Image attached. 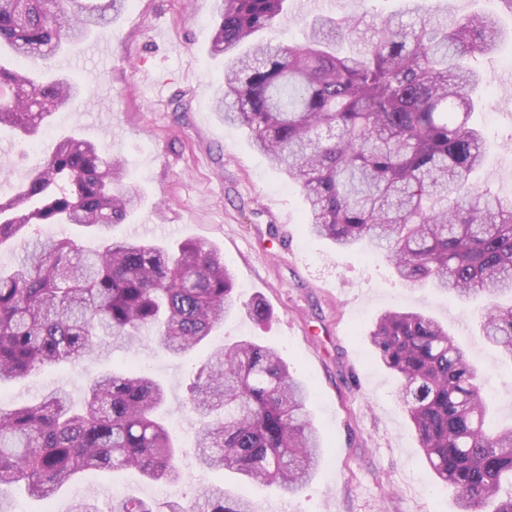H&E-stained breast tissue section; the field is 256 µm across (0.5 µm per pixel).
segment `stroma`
Segmentation results:
<instances>
[{
  "label": "stroma",
  "mask_w": 512,
  "mask_h": 512,
  "mask_svg": "<svg viewBox=\"0 0 512 512\" xmlns=\"http://www.w3.org/2000/svg\"><path fill=\"white\" fill-rule=\"evenodd\" d=\"M433 4L459 15L497 13L510 33L495 53L475 62L486 107L473 121L489 144L475 181L512 191V12L498 0ZM214 6L215 0H129L119 19L94 33L107 41L108 58H91L78 45L58 59L89 90L81 111L59 113L32 147L16 146L9 130L0 131V168L23 169L74 132L96 142L122 160L124 182L139 194L137 209L113 225V239L210 243L234 271L241 299H263L271 317L263 324L241 313L227 318L208 346L183 357L163 352L144 334L100 359L46 367L0 385L5 408L39 403L57 388L79 404L93 373L149 375L167 389L166 409L178 421L184 450L182 478L171 487L143 482L130 470H105L66 485L49 502L6 487L0 505L6 512L17 503L24 512H67L80 498L106 507L119 492L148 501L154 512H170L169 497L190 508L202 487L220 485L259 512H456L447 486L427 469L398 381L376 360L368 334L393 309L421 311L447 325L482 373L495 421L505 425L512 423V361L481 336L480 303L404 283L382 255L339 249L308 232L299 187L253 149L244 131L225 126L214 113L224 77L223 59L209 54ZM401 6L402 0H288L285 13L261 37L300 44L316 14L383 18ZM243 337L278 350L312 391L308 407L324 460L291 497L220 471L199 472L191 453L189 387L211 349Z\"/></svg>",
  "instance_id": "1"
}]
</instances>
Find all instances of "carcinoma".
<instances>
[{
    "label": "carcinoma",
    "instance_id": "1",
    "mask_svg": "<svg viewBox=\"0 0 512 512\" xmlns=\"http://www.w3.org/2000/svg\"><path fill=\"white\" fill-rule=\"evenodd\" d=\"M128 0H0V128L35 140L59 112L78 111L86 87L51 62L119 14ZM287 0H216L210 54L224 57L217 114L301 188L310 231L350 249L370 245L411 284H432L467 303L484 299L486 342L512 359V195L470 181L487 141L470 123L481 73L474 61L503 37L489 14L451 17L405 0L375 17L312 19L305 41L248 45ZM348 41L341 55L336 47ZM121 162L86 139H61L0 194V385L46 366L76 364L130 342L142 329L181 356L208 342L225 318L271 316L258 298L234 297V275L216 247L112 240L134 209ZM90 230L93 249L31 228ZM377 360L399 379V397L436 479L458 512H512L499 496L512 478V426L493 430L480 375L448 329L420 312L391 310L369 333ZM308 387L272 347L251 339L214 350L191 389L194 450L209 469L294 495L322 448ZM164 387L134 373H98L81 407L54 391L35 405L0 408V486L48 499L80 475L131 469L172 485L177 447L160 411ZM110 512H153L124 497ZM195 512H253L208 488Z\"/></svg>",
    "mask_w": 512,
    "mask_h": 512
}]
</instances>
